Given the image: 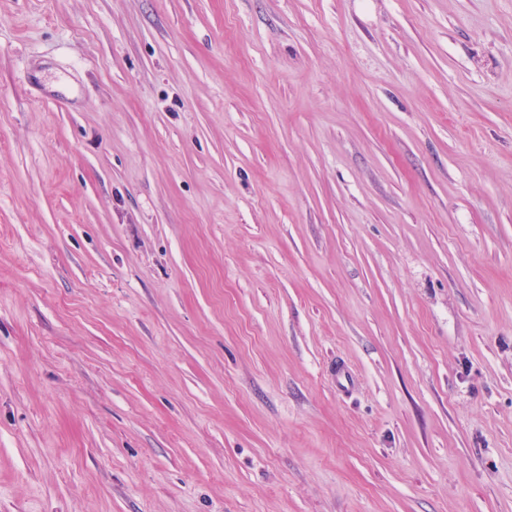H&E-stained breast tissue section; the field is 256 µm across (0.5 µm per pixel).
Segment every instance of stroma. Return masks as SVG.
Returning a JSON list of instances; mask_svg holds the SVG:
<instances>
[{
	"mask_svg": "<svg viewBox=\"0 0 512 512\" xmlns=\"http://www.w3.org/2000/svg\"><path fill=\"white\" fill-rule=\"evenodd\" d=\"M0 512H512V0H0Z\"/></svg>",
	"mask_w": 512,
	"mask_h": 512,
	"instance_id": "1",
	"label": "stroma"
}]
</instances>
